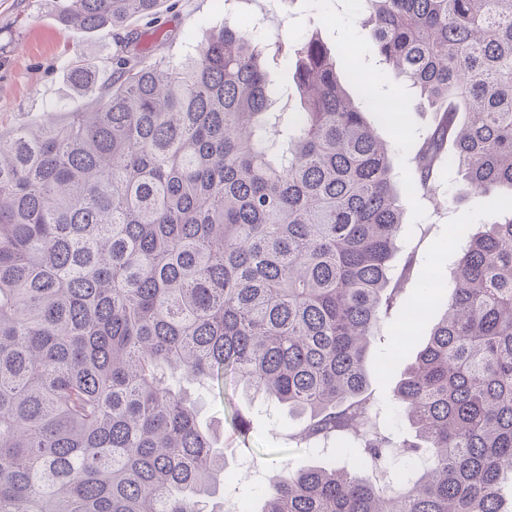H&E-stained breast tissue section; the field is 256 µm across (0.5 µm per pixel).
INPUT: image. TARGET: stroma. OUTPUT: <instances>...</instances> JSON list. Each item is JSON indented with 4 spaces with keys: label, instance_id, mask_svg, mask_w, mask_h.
<instances>
[{
    "label": "stroma",
    "instance_id": "stroma-1",
    "mask_svg": "<svg viewBox=\"0 0 512 512\" xmlns=\"http://www.w3.org/2000/svg\"><path fill=\"white\" fill-rule=\"evenodd\" d=\"M57 6L58 0H0L2 128L39 124L49 117L67 120L90 101L67 81L71 62L100 70L112 66L119 46L111 30L63 28L56 21ZM363 11V0H163L156 19H140L133 26L142 33L141 47L176 62L194 55L210 34L227 23L261 37L268 46L278 41L296 45L310 34H319L335 57L352 61L364 73L365 101L391 109L393 119L381 133L391 141L394 178L401 183L410 179V157L419 138L433 129L436 114L426 107L411 110L404 83L382 63L362 25ZM438 185L439 201H447L453 193L459 204L442 214L428 203L408 206L402 244L418 264L431 268L445 282L456 249L483 231L495 214L470 197L463 177L446 173ZM233 401L251 419L254 431L246 442L249 451H242L244 442L237 438L224 442L234 451L224 492L246 510L279 467L305 466L313 458L308 449L286 442L284 435L292 426L286 409L238 395Z\"/></svg>",
    "mask_w": 512,
    "mask_h": 512
}]
</instances>
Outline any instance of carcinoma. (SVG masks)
<instances>
[{
    "mask_svg": "<svg viewBox=\"0 0 512 512\" xmlns=\"http://www.w3.org/2000/svg\"><path fill=\"white\" fill-rule=\"evenodd\" d=\"M158 2L64 0L62 27L112 29V73L67 122L0 130V512H216L226 456L190 388L229 383L302 419L295 444L347 451L283 466L252 512H506L512 213L459 248L399 354L411 434L378 425L368 357L436 303L389 287L404 199L444 163L488 206L512 190V0H365L382 60L438 115L403 186L344 87L363 75L319 37L293 52L298 111L271 112L265 47L234 26L177 65L138 50L125 23ZM395 449L420 465L392 472Z\"/></svg>",
    "mask_w": 512,
    "mask_h": 512,
    "instance_id": "cac0c4a2",
    "label": "carcinoma"
}]
</instances>
